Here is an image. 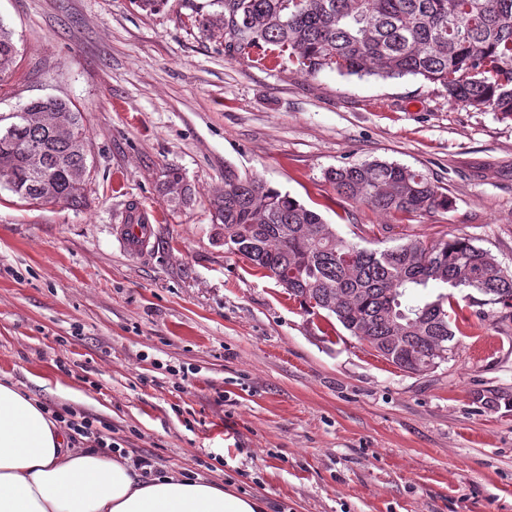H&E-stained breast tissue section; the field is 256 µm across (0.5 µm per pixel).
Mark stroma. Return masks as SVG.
<instances>
[{
    "label": "stroma",
    "mask_w": 512,
    "mask_h": 512,
    "mask_svg": "<svg viewBox=\"0 0 512 512\" xmlns=\"http://www.w3.org/2000/svg\"><path fill=\"white\" fill-rule=\"evenodd\" d=\"M213 0H0L18 50L0 113L71 101L90 204L0 190V382L112 432L127 460L258 494L271 512H512V320L470 329L425 374L323 336L226 252L208 199L257 176L369 248L469 238L512 270V119L419 77L305 75L229 57ZM374 159L429 174L453 205L402 224L340 202L324 173ZM180 167L190 205L159 192ZM153 211L141 254L118 233Z\"/></svg>",
    "instance_id": "stroma-1"
}]
</instances>
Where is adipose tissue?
Returning a JSON list of instances; mask_svg holds the SVG:
<instances>
[{
  "label": "adipose tissue",
  "mask_w": 512,
  "mask_h": 512,
  "mask_svg": "<svg viewBox=\"0 0 512 512\" xmlns=\"http://www.w3.org/2000/svg\"><path fill=\"white\" fill-rule=\"evenodd\" d=\"M265 499L177 473L143 476L78 448L37 401L0 383V512H268Z\"/></svg>",
  "instance_id": "1"
}]
</instances>
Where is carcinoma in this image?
I'll use <instances>...</instances> for the list:
<instances>
[{"instance_id":"carcinoma-1","label":"carcinoma","mask_w":512,"mask_h":512,"mask_svg":"<svg viewBox=\"0 0 512 512\" xmlns=\"http://www.w3.org/2000/svg\"><path fill=\"white\" fill-rule=\"evenodd\" d=\"M203 18L224 54L305 74L440 84L450 103L512 117V0H217ZM17 54L0 25V86ZM88 141L82 113L63 99H33L0 113V188L31 203L88 204ZM336 196L394 221L452 202L419 170L365 161L325 172ZM160 192L184 205L182 170L166 168ZM224 248L245 258L309 314L336 321L398 368L423 373L448 360L461 326L448 311L452 290L480 306L512 310V272L465 237L404 238L384 249L349 241L315 210L258 177L224 170L209 200ZM439 288L430 295L427 290Z\"/></svg>"}]
</instances>
